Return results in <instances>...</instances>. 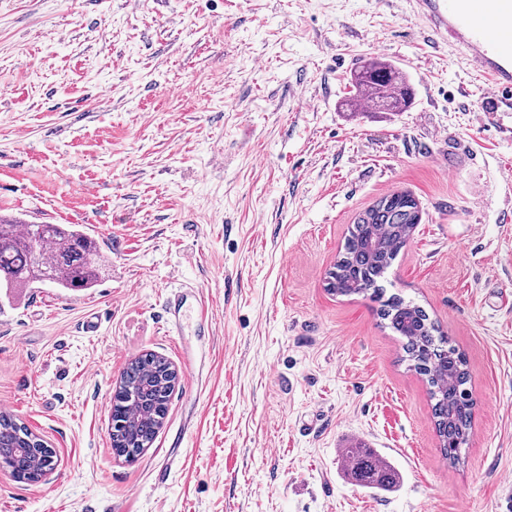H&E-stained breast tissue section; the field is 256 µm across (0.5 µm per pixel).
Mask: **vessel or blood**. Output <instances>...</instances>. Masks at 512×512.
Here are the masks:
<instances>
[{
  "instance_id": "obj_1",
  "label": "vessel or blood",
  "mask_w": 512,
  "mask_h": 512,
  "mask_svg": "<svg viewBox=\"0 0 512 512\" xmlns=\"http://www.w3.org/2000/svg\"><path fill=\"white\" fill-rule=\"evenodd\" d=\"M413 7L435 41L453 43L464 52L491 99L512 103V0H413ZM186 307L195 310L201 324H209L202 298L179 290L166 300L167 334L182 335Z\"/></svg>"
}]
</instances>
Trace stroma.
<instances>
[{
  "instance_id": "stroma-1",
  "label": "stroma",
  "mask_w": 512,
  "mask_h": 512,
  "mask_svg": "<svg viewBox=\"0 0 512 512\" xmlns=\"http://www.w3.org/2000/svg\"><path fill=\"white\" fill-rule=\"evenodd\" d=\"M372 57L404 68L410 111H344ZM397 190L421 222L382 285L467 359L453 466L401 340L325 287ZM0 213L80 225L106 260L90 288L0 292V407L57 455L36 485L0 468V512H512V104L407 0H0ZM175 288L209 305L195 389L164 333ZM146 353L180 381L130 461L112 392ZM355 443L396 488L344 474Z\"/></svg>"
}]
</instances>
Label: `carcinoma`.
<instances>
[{
  "mask_svg": "<svg viewBox=\"0 0 512 512\" xmlns=\"http://www.w3.org/2000/svg\"><path fill=\"white\" fill-rule=\"evenodd\" d=\"M349 109L365 101L373 112H406L414 103L408 77L387 60H368L351 71ZM420 223L416 198L401 190L380 197L348 228L327 289L343 297L363 295L378 305L383 327L403 340V360L425 377L441 451L459 460L474 417L467 360L451 345L420 305L386 295L381 281ZM105 260L97 243L76 225L28 224L0 216V288H31L53 283L60 288H90ZM170 362L144 354L133 359L113 393L111 446L138 450L153 442L165 418L174 387L168 385ZM345 471L360 486L390 492L400 482L395 467L372 448L346 449ZM0 461L14 479L37 484L54 470L56 451L17 419L0 412Z\"/></svg>",
  "mask_w": 512,
  "mask_h": 512,
  "instance_id": "cac0c4a2",
  "label": "carcinoma"
}]
</instances>
